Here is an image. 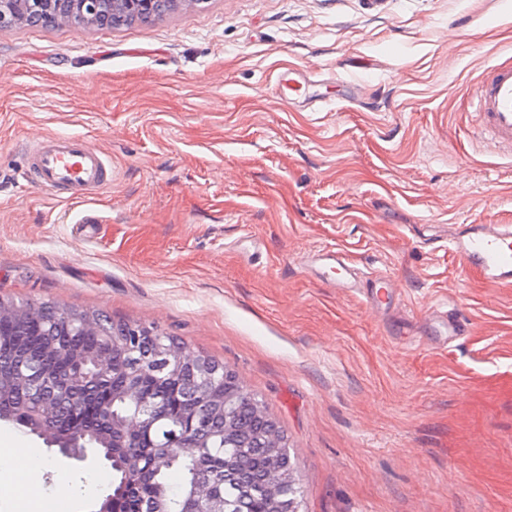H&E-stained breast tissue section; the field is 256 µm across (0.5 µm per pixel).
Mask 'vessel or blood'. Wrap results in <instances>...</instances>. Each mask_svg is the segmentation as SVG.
Returning <instances> with one entry per match:
<instances>
[{
  "instance_id": "obj_1",
  "label": "vessel or blood",
  "mask_w": 512,
  "mask_h": 512,
  "mask_svg": "<svg viewBox=\"0 0 512 512\" xmlns=\"http://www.w3.org/2000/svg\"><path fill=\"white\" fill-rule=\"evenodd\" d=\"M477 117L476 138L512 157V64L490 67L486 80L471 99ZM28 180L53 193L84 200L103 190L112 169L103 154L81 137L52 136L37 144L29 156ZM448 248L467 267L486 280L512 282V228L502 224H474L460 236L450 237ZM309 264L327 284L354 287L356 274L338 251L325 249ZM366 298L371 306L393 302L392 279L378 273L368 279Z\"/></svg>"
}]
</instances>
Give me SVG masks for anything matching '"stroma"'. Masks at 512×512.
I'll list each match as a JSON object with an SVG mask.
<instances>
[{"mask_svg":"<svg viewBox=\"0 0 512 512\" xmlns=\"http://www.w3.org/2000/svg\"><path fill=\"white\" fill-rule=\"evenodd\" d=\"M512 0H193L122 29H0V298L154 327L224 363L277 421L299 512H512V284L450 236L512 225V159L472 139ZM83 135L89 200L21 173ZM100 216L90 233L75 222ZM386 272L378 310L307 267ZM467 318L443 341L437 314ZM46 464L43 512L106 466ZM349 263L339 251L332 249L322 250L308 260L324 282L337 288H355L356 273Z\"/></svg>","mask_w":512,"mask_h":512,"instance_id":"1","label":"stroma"}]
</instances>
